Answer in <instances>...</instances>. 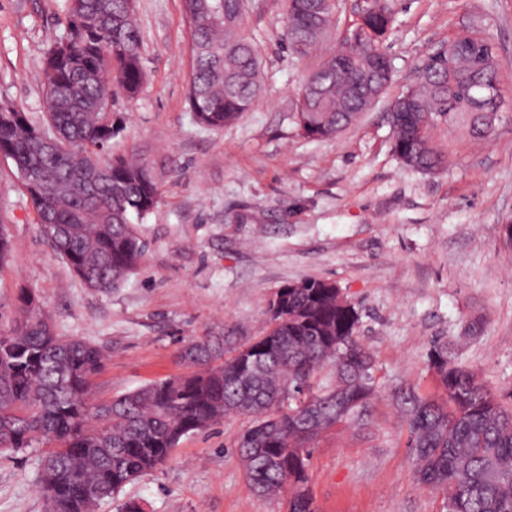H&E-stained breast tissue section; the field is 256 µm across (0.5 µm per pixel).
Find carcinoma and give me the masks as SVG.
Here are the masks:
<instances>
[{
    "label": "carcinoma",
    "instance_id": "1",
    "mask_svg": "<svg viewBox=\"0 0 512 512\" xmlns=\"http://www.w3.org/2000/svg\"><path fill=\"white\" fill-rule=\"evenodd\" d=\"M247 0H183L190 25L187 101L197 123L222 128L258 97L262 56L244 27ZM282 41L308 56L330 27L334 7L319 19L309 0H286ZM395 22L392 0H364L351 56L324 57L308 74L295 119L312 139L333 138L370 106L360 78L380 69L375 91L389 88L393 69L380 50ZM422 80L397 97L389 113L393 152L423 174L448 159L431 143L425 116L464 124L486 141L495 133L494 103L472 97L479 84L500 83L487 37L467 33L441 47ZM143 35L134 0H68L67 31L44 58V118L0 105V149L18 173L39 186L34 206L40 232L89 288L110 291L142 263L146 244L132 230L157 206L156 166L146 158L109 155L116 130L112 101L142 91ZM286 292L288 310L250 343L274 339L262 361L239 368V351L225 336L190 343L180 354L197 370L175 382H151L108 402L94 398L93 379L108 353L86 339L59 335L51 319L26 306L0 312V452L47 444L38 486L51 512H95L142 475L164 464L182 437L230 414L253 417L238 452L253 490L285 493L288 477L304 485L310 444L345 422H359L374 396L375 360L356 335L358 311L332 282L306 278ZM431 366L442 398L416 388L396 392L419 484L441 492L448 512H512V407H504L476 373L448 357L436 342ZM308 492L288 497V512H315Z\"/></svg>",
    "mask_w": 512,
    "mask_h": 512
}]
</instances>
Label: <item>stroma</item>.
Returning a JSON list of instances; mask_svg holds the SVG:
<instances>
[{
  "instance_id": "1",
  "label": "stroma",
  "mask_w": 512,
  "mask_h": 512,
  "mask_svg": "<svg viewBox=\"0 0 512 512\" xmlns=\"http://www.w3.org/2000/svg\"><path fill=\"white\" fill-rule=\"evenodd\" d=\"M355 0H338V28L306 59L282 41L285 0H249L247 30L263 56L251 109L221 129L198 124L187 102L190 30L181 0H137L148 82L118 98L113 154L157 162L160 199L136 233L148 244L120 288H89L43 238L11 160L0 158V224L13 249L0 265V306L31 290L64 336L109 353L98 400L186 373L190 341L232 337L244 345L266 327L281 286L336 283L360 316L358 336L375 357L368 425L342 423L312 443L306 488L316 512H447L441 493L416 480L392 390L436 392L430 350L447 343L503 403L512 402V0H398L384 47L393 66L386 94L333 139L301 134L293 116L308 71L335 50ZM67 0H0V104L36 121L44 113L42 62L66 32ZM480 32L495 45L506 105L493 138L473 144L437 124L448 167L426 176L396 159L389 105L432 50ZM251 418L225 417L183 437L170 459L100 503L121 512H288L257 496L236 450ZM40 449L0 458V512H46Z\"/></svg>"
}]
</instances>
